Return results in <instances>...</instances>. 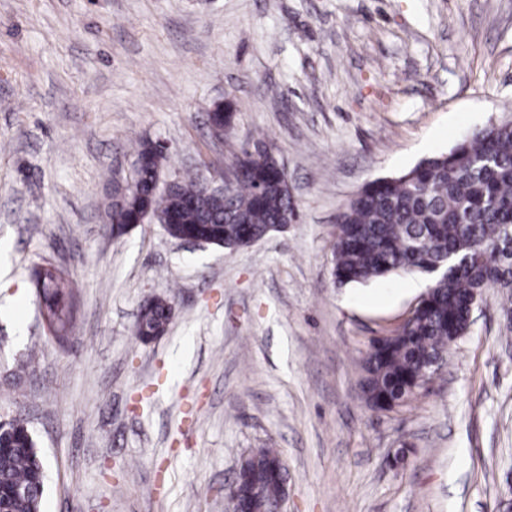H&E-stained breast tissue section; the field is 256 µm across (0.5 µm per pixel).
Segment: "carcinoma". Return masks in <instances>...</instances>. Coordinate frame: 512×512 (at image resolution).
Listing matches in <instances>:
<instances>
[{
	"label": "carcinoma",
	"mask_w": 512,
	"mask_h": 512,
	"mask_svg": "<svg viewBox=\"0 0 512 512\" xmlns=\"http://www.w3.org/2000/svg\"><path fill=\"white\" fill-rule=\"evenodd\" d=\"M232 105H215L210 123L234 122ZM132 188L108 207L112 238L142 213L167 234L220 240L263 238L295 208L274 155L243 146L233 162L240 175L227 197L202 192L201 175L170 178L168 154L154 141L140 139ZM334 276L340 284L363 283L399 273H418L430 284L413 318L393 334L374 341L362 362V399L377 410L392 409L422 386L420 373L433 375L448 352V342L469 330L464 314L469 297L496 287L512 295V123H502L459 143L448 153L420 161L408 171L365 184L338 217L333 242ZM41 284L42 316L61 339L73 324L72 287L51 263L35 271ZM169 303L158 298L141 311L134 334L141 340L165 333ZM273 448L250 456L253 497L247 508H273L277 487L268 478ZM31 490L25 497L15 488ZM45 471L27 423L16 418L0 430V512H40Z\"/></svg>",
	"instance_id": "obj_1"
}]
</instances>
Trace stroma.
<instances>
[{"instance_id": "1", "label": "stroma", "mask_w": 512, "mask_h": 512, "mask_svg": "<svg viewBox=\"0 0 512 512\" xmlns=\"http://www.w3.org/2000/svg\"><path fill=\"white\" fill-rule=\"evenodd\" d=\"M231 102L223 142L207 114ZM512 118V0H0V420L46 467L41 512H225L244 453L276 449L285 512H506L512 324L487 289L445 366L370 410L361 361L423 296L402 273L342 285L331 241L367 182ZM221 175L272 147L298 223L191 246L115 240L131 145ZM74 283L47 335L34 272ZM173 318L144 342L140 309Z\"/></svg>"}]
</instances>
